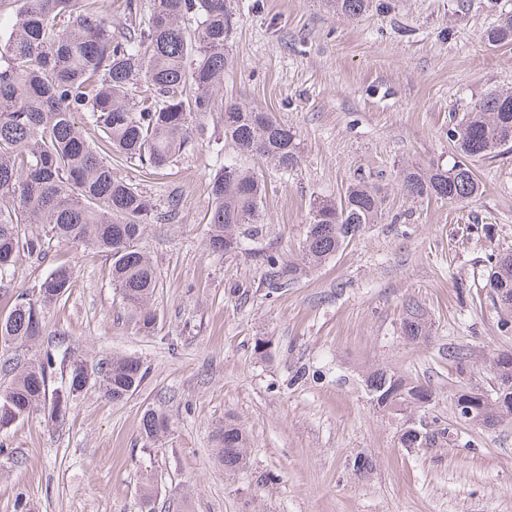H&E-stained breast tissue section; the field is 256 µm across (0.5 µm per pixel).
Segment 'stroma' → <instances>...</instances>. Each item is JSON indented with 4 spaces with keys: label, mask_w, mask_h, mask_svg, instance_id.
<instances>
[{
    "label": "stroma",
    "mask_w": 512,
    "mask_h": 512,
    "mask_svg": "<svg viewBox=\"0 0 512 512\" xmlns=\"http://www.w3.org/2000/svg\"><path fill=\"white\" fill-rule=\"evenodd\" d=\"M227 3L237 24L221 95L293 127L301 164L285 172L245 159L265 180L262 232L221 255L207 247L205 219L209 176L224 162L210 146L224 136L219 113L160 174L113 159L159 209L178 202L175 219L146 225L141 239L160 281L151 334L113 288L106 253L53 240L46 260L17 261L0 281V315L55 266L74 278L36 342L0 349L1 360L131 355L147 377L123 403L91 385L58 421L36 414L0 433V512H141L146 478L155 512H512V424L485 429L454 413L458 390L492 389L486 360L512 353L474 290L489 255L512 252V153L476 162L483 191L463 204L410 200L394 180L411 162H452L454 118L512 88V45L482 39L512 0H472L463 12L457 0H383L356 20L322 0ZM362 178L385 187L381 223L270 291L263 253L297 258L313 199ZM411 306L428 320L419 341L402 330ZM260 338L271 342L263 358ZM452 347L468 361L449 360ZM377 368L428 386L429 408L376 409L363 379ZM150 408L171 421L156 444L142 436ZM227 417L250 439L247 466L232 473L210 440ZM410 426L450 438L406 448ZM358 458L368 472L354 471Z\"/></svg>",
    "instance_id": "35a3bbf8"
}]
</instances>
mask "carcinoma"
Returning a JSON list of instances; mask_svg holds the SVG:
<instances>
[{
    "mask_svg": "<svg viewBox=\"0 0 512 512\" xmlns=\"http://www.w3.org/2000/svg\"><path fill=\"white\" fill-rule=\"evenodd\" d=\"M332 11L357 19L369 0H325ZM126 23L112 30V13L102 0H23L16 19L0 18V277L20 254L44 260L50 240L82 242L112 259V284L139 328L150 334L155 316L149 302L159 287L156 269L139 248L144 225L172 217L152 198L112 173L84 136L78 118L95 126L115 156L131 164L163 169L193 143V128L221 110L224 140L236 155L224 158L209 182L208 247L218 253L240 248L242 227L261 224L263 177L243 169L242 157L268 160L291 171L301 162L297 132L267 113L219 99L216 88L229 65L227 41L236 24L226 0H125ZM490 45L512 44V14L484 31ZM459 159L446 168L407 166L397 176L413 199L463 203L482 192L472 163L512 152V91L475 101L448 129ZM380 184L363 179L339 199L313 201L301 258L263 256L265 281L288 288L309 269L333 259L368 224L384 215ZM36 230L21 235L19 225ZM478 285L479 301L492 307L497 328L512 324V253L490 255ZM73 270L59 265L37 293L22 292L0 317V345L33 341L42 333V312L68 297ZM404 333L426 335L424 314L409 311ZM64 382L51 387L56 370ZM489 370L512 381V354L492 359ZM146 377L141 361L116 356L88 363L47 351L0 390V432L36 412L53 420L93 382L114 403L133 395ZM368 395L382 411L420 408L429 393L407 377L377 369L365 376ZM477 402L473 424L491 428L512 421V391H458ZM170 429L169 417L150 409L142 434L156 440ZM211 440L215 461L227 471L244 467L249 442L231 419L217 424Z\"/></svg>",
    "mask_w": 512,
    "mask_h": 512,
    "instance_id": "carcinoma-1",
    "label": "carcinoma"
}]
</instances>
